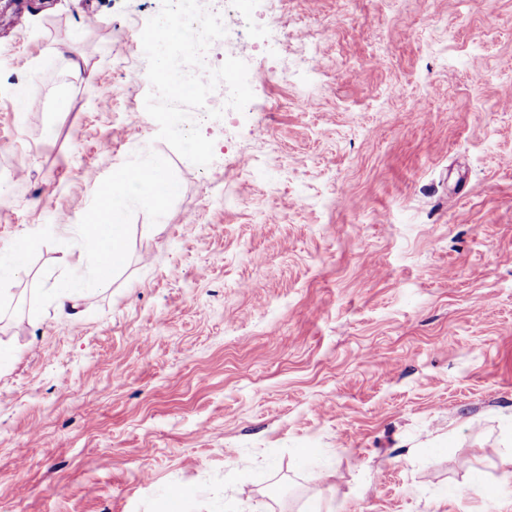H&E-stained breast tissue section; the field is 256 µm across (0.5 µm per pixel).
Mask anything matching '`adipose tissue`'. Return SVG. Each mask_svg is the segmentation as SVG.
I'll list each match as a JSON object with an SVG mask.
<instances>
[{"label": "adipose tissue", "instance_id": "adipose-tissue-1", "mask_svg": "<svg viewBox=\"0 0 512 512\" xmlns=\"http://www.w3.org/2000/svg\"><path fill=\"white\" fill-rule=\"evenodd\" d=\"M149 172L151 183H142L132 177V168L113 173L110 182L98 187L97 204L86 217L95 230L89 238L95 244L90 258L91 264L101 272L116 268L125 257L126 209L131 195L137 194L149 199L156 210H163L176 195L178 186L168 167L159 161L144 166Z\"/></svg>", "mask_w": 512, "mask_h": 512}]
</instances>
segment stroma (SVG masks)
Returning a JSON list of instances; mask_svg holds the SVG:
<instances>
[{"label":"stroma","mask_w":512,"mask_h":512,"mask_svg":"<svg viewBox=\"0 0 512 512\" xmlns=\"http://www.w3.org/2000/svg\"><path fill=\"white\" fill-rule=\"evenodd\" d=\"M241 3L254 98L208 118L221 85L194 111L199 167L144 107L161 0H0V256L28 243L0 295V512H164L177 490L181 512H492L512 0H281L277 43L269 0ZM155 159L179 191L128 207L98 287L76 226Z\"/></svg>","instance_id":"stroma-1"}]
</instances>
